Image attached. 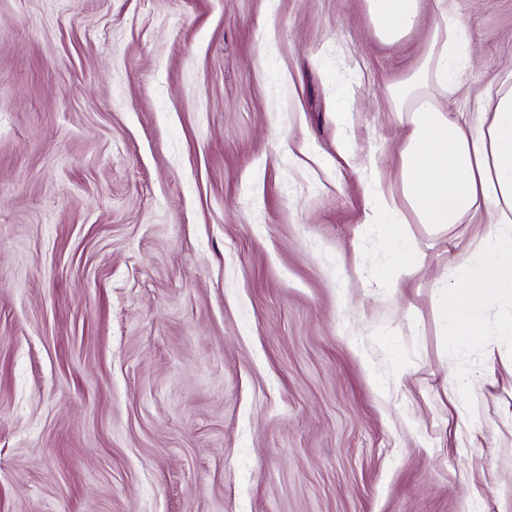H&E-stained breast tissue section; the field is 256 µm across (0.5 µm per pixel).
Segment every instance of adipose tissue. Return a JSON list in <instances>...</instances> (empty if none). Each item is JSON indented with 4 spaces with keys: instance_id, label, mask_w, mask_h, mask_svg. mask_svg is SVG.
Returning a JSON list of instances; mask_svg holds the SVG:
<instances>
[{
    "instance_id": "1",
    "label": "adipose tissue",
    "mask_w": 512,
    "mask_h": 512,
    "mask_svg": "<svg viewBox=\"0 0 512 512\" xmlns=\"http://www.w3.org/2000/svg\"><path fill=\"white\" fill-rule=\"evenodd\" d=\"M364 5L374 33L386 42L405 38L419 21L421 0ZM471 60L466 23L446 0H435L425 50L392 95L404 127L400 193L375 192L363 219L396 259L378 275L393 288L418 265L417 242L403 227L404 214L432 232L483 215L486 229L459 261L455 280L433 285L440 330L453 349L484 345L487 309L495 300L508 303L497 316V333L512 340V83L488 95L478 121L461 122L443 98Z\"/></svg>"
}]
</instances>
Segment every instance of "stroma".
I'll list each match as a JSON object with an SVG mask.
<instances>
[{"instance_id":"1","label":"stroma","mask_w":512,"mask_h":512,"mask_svg":"<svg viewBox=\"0 0 512 512\" xmlns=\"http://www.w3.org/2000/svg\"><path fill=\"white\" fill-rule=\"evenodd\" d=\"M447 2L473 122L512 0ZM433 3L0 0V512H512V367L435 314L480 225L387 288L362 223ZM374 33L383 41L397 42L416 27L421 0H364Z\"/></svg>"}]
</instances>
